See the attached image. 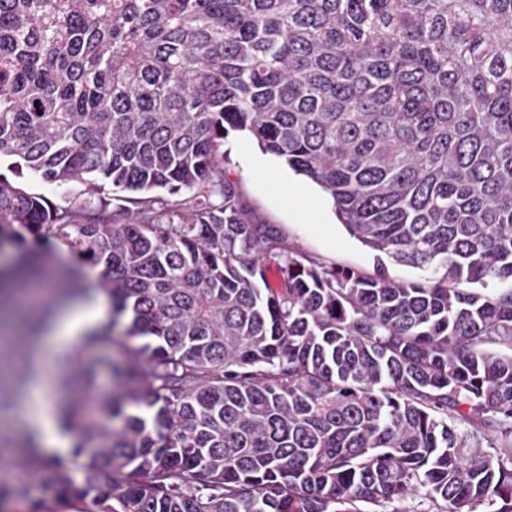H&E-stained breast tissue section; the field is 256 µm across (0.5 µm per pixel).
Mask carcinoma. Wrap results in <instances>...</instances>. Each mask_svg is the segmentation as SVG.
Listing matches in <instances>:
<instances>
[{
    "label": "carcinoma",
    "instance_id": "obj_1",
    "mask_svg": "<svg viewBox=\"0 0 512 512\" xmlns=\"http://www.w3.org/2000/svg\"><path fill=\"white\" fill-rule=\"evenodd\" d=\"M228 129L327 192L374 274L253 223ZM2 157L89 190L0 176L12 380L57 308L112 305L104 355L59 360L71 460L13 459L51 512H512V0H0ZM57 244L46 303L11 307ZM11 163L12 160L2 158L0 160V174L17 182L19 185L31 192L45 196L55 204L65 205L74 200L79 201L84 197L82 194L85 187L81 181H73L64 187H56L55 185L43 182L38 177L34 176L32 173L26 172L25 170L23 175L16 176L12 171L14 167Z\"/></svg>",
    "mask_w": 512,
    "mask_h": 512
}]
</instances>
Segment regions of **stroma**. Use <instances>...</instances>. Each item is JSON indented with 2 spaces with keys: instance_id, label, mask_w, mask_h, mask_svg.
Segmentation results:
<instances>
[{
  "instance_id": "35a3bbf8",
  "label": "stroma",
  "mask_w": 512,
  "mask_h": 512,
  "mask_svg": "<svg viewBox=\"0 0 512 512\" xmlns=\"http://www.w3.org/2000/svg\"><path fill=\"white\" fill-rule=\"evenodd\" d=\"M224 153L225 175L236 183L250 217L274 226L283 247L327 266L374 272L373 253L348 235L319 186L262 152L245 132L228 130Z\"/></svg>"
}]
</instances>
